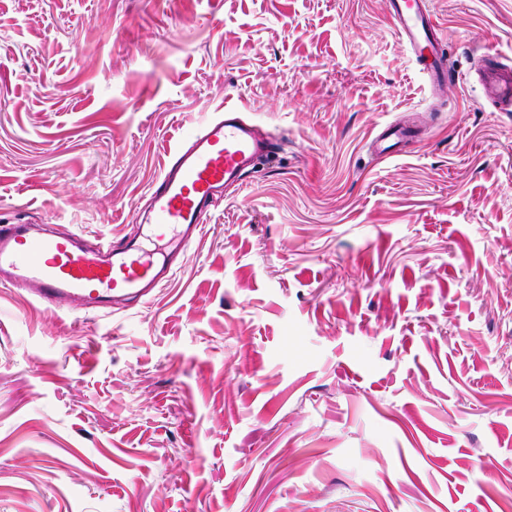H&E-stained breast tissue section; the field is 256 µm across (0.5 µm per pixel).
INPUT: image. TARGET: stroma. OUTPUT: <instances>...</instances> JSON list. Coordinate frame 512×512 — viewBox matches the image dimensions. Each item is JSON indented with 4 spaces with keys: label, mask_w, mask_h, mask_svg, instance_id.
I'll list each match as a JSON object with an SVG mask.
<instances>
[{
    "label": "stroma",
    "mask_w": 512,
    "mask_h": 512,
    "mask_svg": "<svg viewBox=\"0 0 512 512\" xmlns=\"http://www.w3.org/2000/svg\"><path fill=\"white\" fill-rule=\"evenodd\" d=\"M430 6L439 113L389 0H0V219L117 242L183 124L280 141L147 302L0 286V512H512V0ZM477 75L485 100L495 108L512 112V66L499 58L486 59ZM420 132L411 123L397 122L387 125L374 138L376 153L381 158L397 155L399 147L419 139Z\"/></svg>",
    "instance_id": "stroma-1"
}]
</instances>
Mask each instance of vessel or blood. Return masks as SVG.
Returning <instances> with one entry per match:
<instances>
[{
	"instance_id": "b4317fda",
	"label": "vessel or blood",
	"mask_w": 512,
	"mask_h": 512,
	"mask_svg": "<svg viewBox=\"0 0 512 512\" xmlns=\"http://www.w3.org/2000/svg\"><path fill=\"white\" fill-rule=\"evenodd\" d=\"M391 20L433 95L455 82L441 29L428 0H390ZM485 100L512 112V66L489 59L478 69ZM415 125H387L374 138L390 158L417 141ZM277 139L261 135L236 107L183 126L176 147L147 192L139 230L117 245L89 243L48 224L0 225V284L25 286L52 312L110 309L149 297L170 281L177 259L198 237L217 197L239 188L260 159H273Z\"/></svg>"
}]
</instances>
